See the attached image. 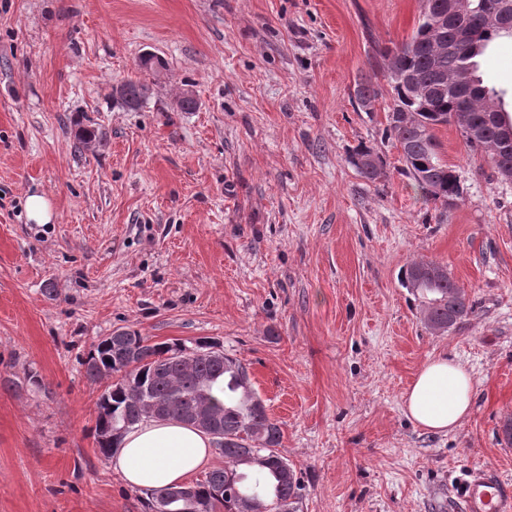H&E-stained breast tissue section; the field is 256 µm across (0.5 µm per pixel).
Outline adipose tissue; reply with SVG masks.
Returning <instances> with one entry per match:
<instances>
[{"instance_id":"adipose-tissue-1","label":"adipose tissue","mask_w":512,"mask_h":512,"mask_svg":"<svg viewBox=\"0 0 512 512\" xmlns=\"http://www.w3.org/2000/svg\"><path fill=\"white\" fill-rule=\"evenodd\" d=\"M476 393L461 363L431 358L404 395L406 415L420 428L449 433L468 415ZM212 439L174 420H150L126 432L111 462L137 488L164 489L187 481L212 459Z\"/></svg>"}]
</instances>
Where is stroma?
<instances>
[{
	"label": "stroma",
	"mask_w": 512,
	"mask_h": 512,
	"mask_svg": "<svg viewBox=\"0 0 512 512\" xmlns=\"http://www.w3.org/2000/svg\"><path fill=\"white\" fill-rule=\"evenodd\" d=\"M420 0H0V512H143L90 429L100 337L220 341L246 364L305 490L300 512H463L468 471L512 479V181L435 135L463 186L427 201L387 132L380 52ZM156 54L160 72L139 68ZM485 85L512 101V39ZM146 79L132 111L114 84ZM379 92L358 109L359 82ZM193 112L175 110L184 88ZM103 134L75 150L78 125ZM367 145L376 181L350 164ZM43 192L52 223L26 219ZM446 263L474 307L443 334L400 284ZM444 354L476 398L451 433L403 395ZM35 374L42 388L27 385ZM370 158L373 163L363 164V159ZM350 163L355 167L360 175L368 180H376L384 172V161L382 157L374 153L372 148L368 146H359L356 148L349 157Z\"/></svg>",
	"instance_id": "35a3bbf8"
}]
</instances>
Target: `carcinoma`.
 <instances>
[{"mask_svg": "<svg viewBox=\"0 0 512 512\" xmlns=\"http://www.w3.org/2000/svg\"><path fill=\"white\" fill-rule=\"evenodd\" d=\"M470 34L477 48L468 53L456 45L458 33ZM506 33L485 27L477 18H460L446 29L436 27V13L420 11L410 39L382 52L419 83L434 90L432 98L411 96L409 88L396 85L384 66L382 75L394 93V106L388 114V131L402 148L404 173L423 196L443 208L455 205L463 192L455 170L440 156L435 129L456 125L465 145L474 153L488 157L496 172L512 164V141L501 133L512 127V114L505 108L503 95L484 85L480 58L492 42ZM415 48H409V44ZM470 66L475 86L483 96L468 101L460 110L465 88L452 89L440 83V73ZM120 96L130 110L143 106L149 87L137 81L122 83ZM498 101V111L487 110L485 98ZM480 135L473 137L470 131ZM360 175L376 180L384 173L382 157L368 146H359L349 157ZM438 265L434 260L413 261L402 271L401 285L421 298L424 323L429 328L448 330L473 313V306L455 281L446 277L415 280V271ZM137 342L139 358L127 359L124 342ZM87 378L97 382L109 374L117 376L95 402L92 434L98 453L108 460L116 442L110 431L124 424L142 423L141 409L153 402L166 410V418L183 423L199 407L206 405L217 416L212 443L224 456V467L208 472L192 483L195 488L193 512H298L303 483L295 467L281 456L277 446L281 429L266 413L252 388L247 367L224 353V348L209 340H198L188 347L182 342H153L135 330H115L98 339L83 361ZM224 393L219 399L216 392ZM144 512H185L178 499L163 496L161 490H145Z\"/></svg>", "mask_w": 512, "mask_h": 512, "instance_id": "obj_1", "label": "carcinoma"}]
</instances>
